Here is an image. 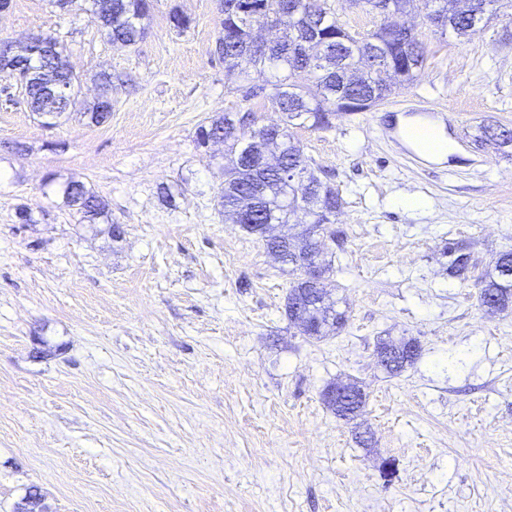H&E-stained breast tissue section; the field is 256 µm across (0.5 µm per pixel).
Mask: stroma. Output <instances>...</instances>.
<instances>
[{"label":"stroma","mask_w":512,"mask_h":512,"mask_svg":"<svg viewBox=\"0 0 512 512\" xmlns=\"http://www.w3.org/2000/svg\"><path fill=\"white\" fill-rule=\"evenodd\" d=\"M424 12L415 0L403 21L425 67L394 97L443 105L425 120L451 155L412 166L400 114L380 106L294 131L344 199L324 286L348 321L315 340L286 316L287 270L218 211L223 145L196 142L224 112L281 118L213 56L218 0H153L130 47L89 12L11 0L0 38L57 37L88 104L111 73L112 114L49 129L8 103L19 87L0 91V512L32 492L46 512H512V313L447 273L450 247L482 268L512 251V156L476 140L512 127V23L459 39ZM69 180L106 200L120 239L80 223ZM414 193L425 209L401 205ZM403 336L422 355L388 374L374 346ZM347 377L367 394L355 423L323 401Z\"/></svg>","instance_id":"stroma-1"}]
</instances>
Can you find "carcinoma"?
<instances>
[{
    "mask_svg": "<svg viewBox=\"0 0 512 512\" xmlns=\"http://www.w3.org/2000/svg\"><path fill=\"white\" fill-rule=\"evenodd\" d=\"M365 10L381 18L376 29L361 37L351 35L340 23L327 0H219L222 32L217 38L221 44L218 59L228 71L237 70L251 80L250 74L264 78L270 74L274 81L270 88L255 85L247 88L245 98L265 92L264 98L275 111L283 115L284 151L281 167L246 168L234 166L224 169V186L219 197V211L224 219L235 224L246 217L252 224L284 225V258L293 276L288 299L300 297L310 315L320 323L306 333L311 339H320L336 333L347 321L346 314L335 308L321 310L303 291L302 268L313 260L321 274L332 271L324 252L314 248L311 239L292 251L294 225L298 214L308 218L307 235L325 237L339 245L344 242V231L333 227L336 214L343 206L339 191L321 180L312 160L305 156L293 129L309 126L326 129L335 116L346 118L362 109H341L344 100L370 99L375 105L386 101L393 86L415 81L427 59L423 42L415 32L394 31L387 28L390 16L406 11L412 0H355ZM465 0H426V17L440 34L453 33L458 38L468 35L469 19L460 15L459 4ZM149 0H91L90 12L104 36L112 42L137 43L145 32L142 20L148 17ZM270 24L273 29L271 45L264 51L245 55L242 52L250 35V20ZM318 36L323 42L320 58L309 61L299 52L307 38ZM21 67L28 72L24 87L30 111L45 118V124L67 112H83L91 122L107 120L103 101L86 106L79 100L80 81L70 68L66 47L50 35L42 41L15 46L13 61L0 64V79L7 80L11 68ZM314 83L319 97L307 96L308 84ZM63 84L65 99L51 94L53 86ZM482 136L499 148L512 149V128L499 124L481 126ZM214 137L224 142L230 155H241L244 145L235 132L233 113L226 112L210 118L209 124L198 129V145L207 144ZM63 199L79 215L82 223L94 224L107 216V203L78 181H69L62 188ZM448 276L465 280L476 268L471 253L457 247L448 248ZM481 306L496 312L512 311V252L500 254L492 264L476 277ZM336 389L331 383L323 393L324 402L336 416L351 421L359 416L366 404V394L357 383H350V394L334 398L328 391Z\"/></svg>",
    "mask_w": 512,
    "mask_h": 512,
    "instance_id": "1",
    "label": "carcinoma"
}]
</instances>
